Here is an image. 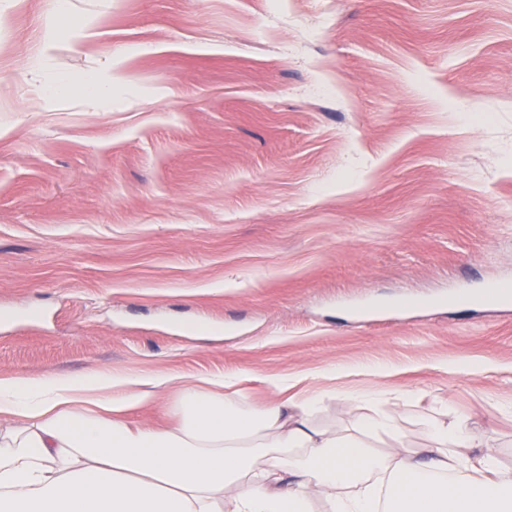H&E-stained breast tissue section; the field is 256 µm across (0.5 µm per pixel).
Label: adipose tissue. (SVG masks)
<instances>
[{"label":"adipose tissue","mask_w":512,"mask_h":512,"mask_svg":"<svg viewBox=\"0 0 512 512\" xmlns=\"http://www.w3.org/2000/svg\"><path fill=\"white\" fill-rule=\"evenodd\" d=\"M236 374L100 372L0 378V512H512V468L473 448L469 420L427 422L430 448L376 450L400 428L384 393L339 435L324 390L247 406ZM175 388L172 427L127 410Z\"/></svg>","instance_id":"adipose-tissue-1"}]
</instances>
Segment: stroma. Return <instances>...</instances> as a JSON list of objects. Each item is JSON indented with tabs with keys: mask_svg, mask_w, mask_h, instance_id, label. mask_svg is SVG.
Listing matches in <instances>:
<instances>
[{
	"mask_svg": "<svg viewBox=\"0 0 512 512\" xmlns=\"http://www.w3.org/2000/svg\"><path fill=\"white\" fill-rule=\"evenodd\" d=\"M66 2L0 0V377L374 387L512 467V301L451 302L512 282V0Z\"/></svg>",
	"mask_w": 512,
	"mask_h": 512,
	"instance_id": "1",
	"label": "stroma"
}]
</instances>
